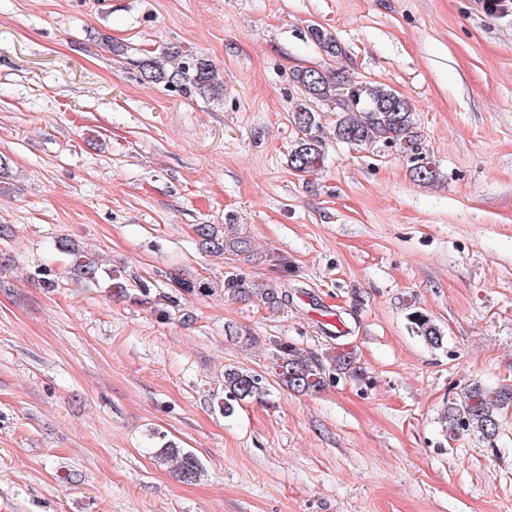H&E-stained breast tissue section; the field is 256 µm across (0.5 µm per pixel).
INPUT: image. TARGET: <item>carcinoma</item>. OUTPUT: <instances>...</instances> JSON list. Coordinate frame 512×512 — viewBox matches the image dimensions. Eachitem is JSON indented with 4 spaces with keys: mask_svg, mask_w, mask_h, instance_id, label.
<instances>
[{
    "mask_svg": "<svg viewBox=\"0 0 512 512\" xmlns=\"http://www.w3.org/2000/svg\"><path fill=\"white\" fill-rule=\"evenodd\" d=\"M312 42L328 57L336 58L344 50L328 30L312 26ZM130 64L141 78L166 87L185 97L201 95L218 98L224 94V80L208 56L170 44L159 52H148ZM298 97L291 112L301 137L289 153L290 166L297 172L311 175L320 169L326 142L322 136L321 115L314 106L327 105L336 113V140L354 146L382 144L396 148L410 163L413 177L423 183L436 180V170L423 152L422 135L409 102L384 85L357 82L339 69L319 70L298 68L292 72ZM201 248L214 253H236L245 242L226 240L212 224L196 227ZM63 248L74 255V267L85 276V287L95 282V261L82 254L74 245ZM265 299L275 305L288 301V291L277 284L261 286ZM416 335L432 347L443 342V332L429 316L414 311L410 316ZM273 369L282 383L299 392H312L323 386L325 367L314 356L305 355L287 344L276 345ZM269 382L262 374L249 369L231 368L224 371V416L230 417L241 401L260 398L268 392ZM512 408V386L489 390L473 382L460 390L448 402L443 413L448 434L453 436L476 432L492 438L499 429L501 414ZM158 459L173 466L176 476L192 483L202 474L198 458L190 451L168 445L157 450Z\"/></svg>",
    "mask_w": 512,
    "mask_h": 512,
    "instance_id": "carcinoma-1",
    "label": "carcinoma"
}]
</instances>
